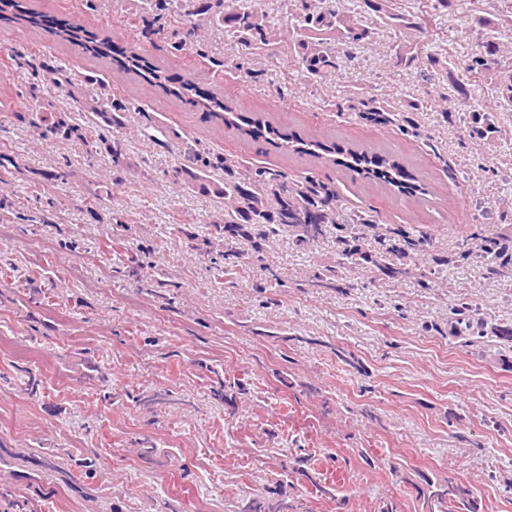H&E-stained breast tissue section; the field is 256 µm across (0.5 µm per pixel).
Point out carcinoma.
Listing matches in <instances>:
<instances>
[{"instance_id": "cac0c4a2", "label": "carcinoma", "mask_w": 512, "mask_h": 512, "mask_svg": "<svg viewBox=\"0 0 512 512\" xmlns=\"http://www.w3.org/2000/svg\"><path fill=\"white\" fill-rule=\"evenodd\" d=\"M135 11L140 14L154 11L166 12L184 19L183 40L173 43V48L181 49L185 39L195 37L199 31L209 29L222 36L229 34L242 45L250 46L256 40L266 41L267 33L262 18L254 12L224 11V0H132ZM325 0H313L304 4L306 14L296 31L299 48V63L307 77L316 79L336 67L333 49L353 33V20L350 16L333 9H323ZM501 9L496 18H479L483 29L512 27V0H501ZM64 36L77 42L85 52L93 57H106L112 44L109 37L92 34L75 24L65 29ZM500 66L499 47L487 40L485 54L477 56L467 71L477 74L483 70L497 69ZM70 86L68 93L83 112L93 113L103 126L115 132L125 125V112L128 106L112 98V88L102 79L87 78L78 85L66 80ZM206 110L226 124L233 123V112L224 106V101L213 98L202 103ZM472 132L483 137H493L496 123L486 112H470ZM33 126L44 136L69 139L78 135L79 128L72 117L65 112H51L41 117ZM100 145L112 157L116 167L127 165L124 142L115 135L104 137ZM343 164L363 170L369 174H382L386 182L402 189L409 188V174L398 163L363 153H348ZM174 181L196 187L203 193H212L224 199V225L250 224L261 236L272 231L274 224H290L299 228L296 243L303 246L319 239L326 224L336 225V253L340 260L361 266L365 263L378 265L376 256L361 251L348 234L350 224H369L370 216L356 213L347 219L332 211L325 203H317L311 195L315 187L301 182L278 181L269 177V172L258 168L240 177L229 175L222 183L211 182L199 171L180 167L173 170ZM422 499L421 512H479L477 500L470 497L463 486L448 482L443 485L427 483V488L419 491Z\"/></svg>"}]
</instances>
